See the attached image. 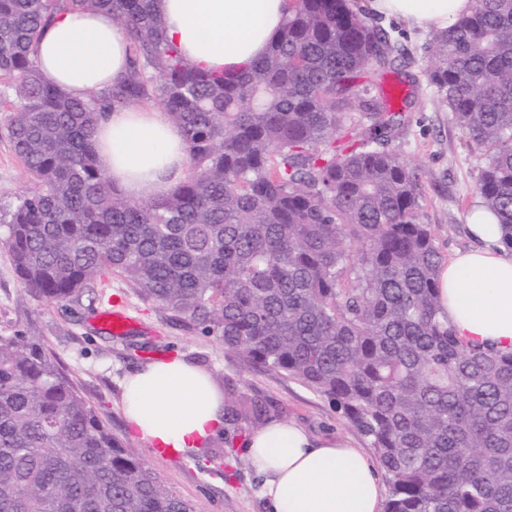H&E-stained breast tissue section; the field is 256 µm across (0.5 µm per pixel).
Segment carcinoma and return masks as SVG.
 I'll use <instances>...</instances> for the list:
<instances>
[{
  "mask_svg": "<svg viewBox=\"0 0 512 512\" xmlns=\"http://www.w3.org/2000/svg\"><path fill=\"white\" fill-rule=\"evenodd\" d=\"M130 37L118 82L82 99L34 48L66 12ZM427 83L469 146L476 193L512 249V0H472L432 38ZM410 58L357 0H289L266 54L235 74L186 63L154 0H0V109L35 189L0 212L21 285L50 304L111 275L247 365L326 398L369 442L385 512H512V353L441 316L443 257L422 174L393 147L405 113L358 81ZM159 103L188 176L145 202L98 165L97 116ZM224 387V440L278 413ZM0 512H200L125 448L44 339L0 335Z\"/></svg>",
  "mask_w": 512,
  "mask_h": 512,
  "instance_id": "cac0c4a2",
  "label": "carcinoma"
}]
</instances>
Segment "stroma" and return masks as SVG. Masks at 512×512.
Returning <instances> with one entry per match:
<instances>
[{"instance_id":"stroma-1","label":"stroma","mask_w":512,"mask_h":512,"mask_svg":"<svg viewBox=\"0 0 512 512\" xmlns=\"http://www.w3.org/2000/svg\"><path fill=\"white\" fill-rule=\"evenodd\" d=\"M399 47L412 59L410 79L389 73L382 88L400 84L412 104L394 145L403 158L423 171L420 219L433 230L444 258L470 248L467 215L476 203V185L484 158L473 151L451 112L431 91L424 70L434 62L432 31L401 18L377 15ZM0 112V208L13 205L32 183L5 135ZM121 297L135 329L116 336L102 330L97 316L110 299ZM33 331L43 336L72 378L115 434L135 456L158 471L166 486L194 503L200 512H266L263 478L243 451L242 439L225 447L216 439L207 456L158 455L140 440L122 410L123 382L149 360L185 358L206 369L213 380L232 381L248 396L272 400L280 420L302 426L317 439L337 438L363 453L371 447L329 402L301 384L248 367L224 349L218 337L189 328L157 304L141 300L120 278L98 298L83 297L69 305H50L21 286L7 249L0 247V334Z\"/></svg>"}]
</instances>
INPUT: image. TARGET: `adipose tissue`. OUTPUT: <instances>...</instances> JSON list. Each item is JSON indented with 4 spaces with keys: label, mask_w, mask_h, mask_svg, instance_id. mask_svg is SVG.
Segmentation results:
<instances>
[{
    "label": "adipose tissue",
    "mask_w": 512,
    "mask_h": 512,
    "mask_svg": "<svg viewBox=\"0 0 512 512\" xmlns=\"http://www.w3.org/2000/svg\"><path fill=\"white\" fill-rule=\"evenodd\" d=\"M155 7L169 40L189 63L233 71L265 54L288 0H156ZM370 7L442 31L469 12L471 0H372ZM35 60L48 82L82 98L125 74L129 39L110 15L63 13L43 28ZM97 131V162L125 196L149 199L185 177L183 132L167 113L120 107L101 115ZM466 227L475 246L442 266V311L465 343L510 352L512 253L484 207L473 206ZM123 412L148 445L190 454L220 434L224 397L197 364L154 361L128 378ZM244 450L265 479L269 512H381L376 467L344 442L316 440L296 424L273 421L252 433Z\"/></svg>",
    "instance_id": "ef3b65f1"
}]
</instances>
